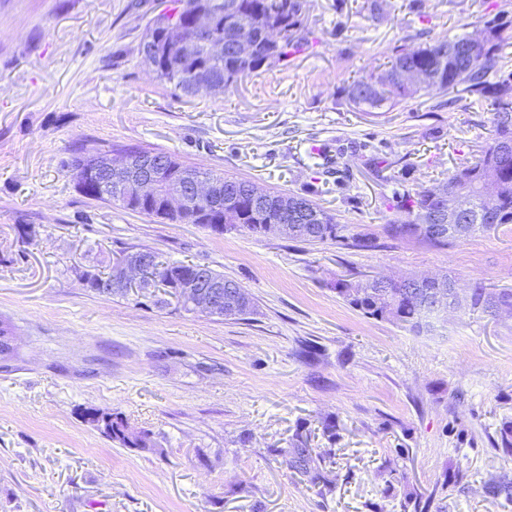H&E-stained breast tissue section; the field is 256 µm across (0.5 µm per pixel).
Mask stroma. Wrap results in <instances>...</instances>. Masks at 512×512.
I'll return each mask as SVG.
<instances>
[{"instance_id":"obj_1","label":"stroma","mask_w":512,"mask_h":512,"mask_svg":"<svg viewBox=\"0 0 512 512\" xmlns=\"http://www.w3.org/2000/svg\"><path fill=\"white\" fill-rule=\"evenodd\" d=\"M169 3L0 0V320L18 352L0 368V512H402L411 496L437 512H512L483 489L512 479V455L492 445L512 421V315L461 309L416 335L335 291L355 273L512 289V224L444 247L383 231L403 219L401 195L486 147L490 100L348 96L398 48L480 35L491 19L511 35L512 0H383L376 18L369 0H306L302 52L196 98L139 54ZM107 145L306 197L375 245L217 235L87 199L65 163ZM130 245L223 273L255 313H188L159 288L106 299L78 281ZM88 408L121 414L150 447L112 442ZM299 430L333 449L332 490L278 456Z\"/></svg>"}]
</instances>
